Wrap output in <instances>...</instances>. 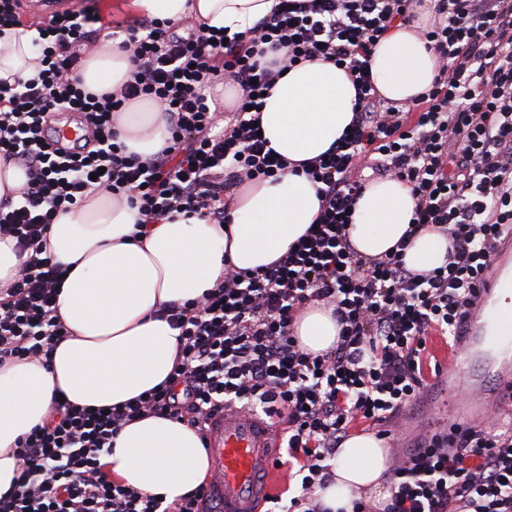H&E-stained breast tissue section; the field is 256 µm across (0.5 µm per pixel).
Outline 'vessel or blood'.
Wrapping results in <instances>:
<instances>
[{
	"mask_svg": "<svg viewBox=\"0 0 512 512\" xmlns=\"http://www.w3.org/2000/svg\"><path fill=\"white\" fill-rule=\"evenodd\" d=\"M456 347L437 386L462 390L451 406L464 423L481 421L494 408L512 410V231L501 240L488 275L476 284L456 330ZM210 487L207 512H260L264 495L277 481L271 450L280 432L276 423L228 407L209 421Z\"/></svg>",
	"mask_w": 512,
	"mask_h": 512,
	"instance_id": "1",
	"label": "vessel or blood"
}]
</instances>
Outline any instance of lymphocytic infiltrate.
<instances>
[{"mask_svg": "<svg viewBox=\"0 0 512 512\" xmlns=\"http://www.w3.org/2000/svg\"><path fill=\"white\" fill-rule=\"evenodd\" d=\"M423 4L438 73L416 103L396 106L373 83L371 53ZM98 22L97 0L55 13L40 29L32 76L0 87V157L26 174L19 202H0V237L21 259L0 289V366L48 361L66 336L55 301L67 270L49 254L46 230L89 190L138 208L146 225L197 212L223 224L239 187L288 167L259 133L264 93L288 69L313 58L343 67L354 113L335 146L300 164L320 198L315 228L265 270L225 264L214 288L162 309L178 332L164 382L108 410L56 400L46 422L17 440L20 475L0 512H201L202 487L166 504L108 479L101 460L132 422L170 418L200 432L227 405L285 425L286 455L275 465L297 464V491L273 497L270 512H324L320 492L353 423L395 419L420 398L429 337L452 336L494 241L512 229V0H279L243 37L202 25L178 36L144 17L126 28L135 71L99 95L80 78L101 41ZM224 76L242 90L225 126L206 103ZM142 99L163 112L170 134L169 146L144 156L127 152L117 126L125 105ZM59 111L92 129L77 154L43 138ZM367 168L410 186L411 223L447 237L445 265L407 268L404 239L377 258L356 251L350 228ZM315 302L340 325L321 355L293 331ZM392 478L383 512H512V431L464 427L448 441L425 440L393 460Z\"/></svg>", "mask_w": 512, "mask_h": 512, "instance_id": "lymphocytic-infiltrate-1", "label": "lymphocytic infiltrate"}]
</instances>
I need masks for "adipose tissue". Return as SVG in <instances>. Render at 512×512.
Listing matches in <instances>:
<instances>
[{
	"mask_svg": "<svg viewBox=\"0 0 512 512\" xmlns=\"http://www.w3.org/2000/svg\"><path fill=\"white\" fill-rule=\"evenodd\" d=\"M276 0H133L142 14L178 23L191 16L215 28L240 33L267 17ZM36 29H0V83L32 73ZM113 36L89 55L80 72L95 93L127 80L133 64ZM437 60L411 28L391 29L371 57L378 92L410 104L427 91ZM355 89L334 63L311 60L288 70L264 100L260 124L271 148L291 162L317 157L340 138L353 117ZM128 151L154 154L168 144L162 112L147 101L128 104L119 123ZM416 200L393 178L371 181L355 204L351 241L360 255L384 254L409 227ZM319 213L316 187L294 172L241 187L227 224L180 215L136 235V208L103 190L58 215L47 230L50 252L69 273L56 314L69 334L47 363L0 366V495L16 485L13 448L50 414L55 399L90 408L124 404L169 375L177 332L157 312L172 302L201 297L224 274L225 262L255 271L283 255ZM449 243L435 232L416 235L405 253L408 268L428 271L444 264ZM331 308L314 303L294 330L305 351L322 354L338 339ZM113 481L171 503L205 478L209 460L198 433L168 418L126 425L103 459ZM390 451L369 432L345 439L334 461L333 482L321 493L329 512H349L353 498L383 508L391 496Z\"/></svg>",
	"mask_w": 512,
	"mask_h": 512,
	"instance_id": "adipose-tissue-1",
	"label": "adipose tissue"
}]
</instances>
